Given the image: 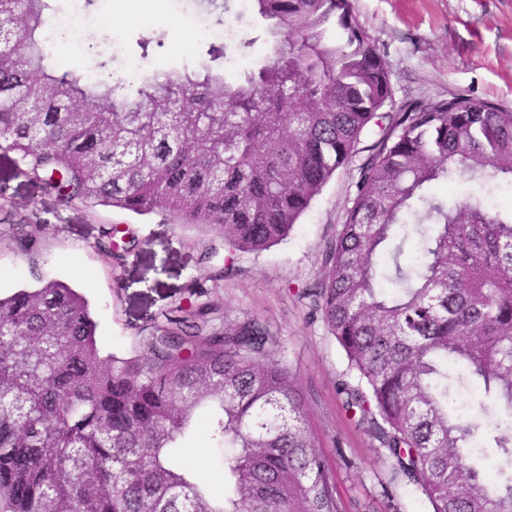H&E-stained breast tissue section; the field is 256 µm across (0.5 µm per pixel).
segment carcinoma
<instances>
[{"label":"carcinoma","mask_w":512,"mask_h":512,"mask_svg":"<svg viewBox=\"0 0 512 512\" xmlns=\"http://www.w3.org/2000/svg\"><path fill=\"white\" fill-rule=\"evenodd\" d=\"M264 59L81 81L46 65L48 0H0V155L43 194L205 226L224 249L285 239L379 137L306 290L358 384L341 383L433 512H512V210L440 184L512 183V109L466 97L386 112L389 73L352 0H251ZM42 227L5 224L30 251ZM118 227L96 248L116 259ZM200 305L103 359L84 296L59 280L0 296V500L5 512H339L323 445L277 340L218 331ZM467 390V412L453 389ZM231 493L174 463L198 418Z\"/></svg>","instance_id":"cac0c4a2"}]
</instances>
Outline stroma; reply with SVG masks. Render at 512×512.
Returning a JSON list of instances; mask_svg holds the SVG:
<instances>
[{"mask_svg":"<svg viewBox=\"0 0 512 512\" xmlns=\"http://www.w3.org/2000/svg\"><path fill=\"white\" fill-rule=\"evenodd\" d=\"M354 15L383 55L392 84L387 109L397 112L435 98L465 95L512 109V0H353ZM54 17L81 23L62 42H78L66 69L86 76L108 61L114 76L146 60L148 72L210 65V31L227 21L221 0H50ZM186 21L191 38L178 48L166 16ZM377 139L362 136L357 153L314 198L288 237L259 253L238 254L234 269L213 283L199 257L212 238L166 213L141 216L40 194L0 155V224L41 225L31 251L0 240V294L34 285L36 277L70 285L89 301L101 356L132 358L141 339L179 306L217 308L215 327L255 320L279 341L277 357L297 377L312 428L323 441L340 512H432L427 497L395 477L374 435L346 412L340 382L357 385L343 349L303 289L326 271L336 237L356 195L359 167ZM128 228L124 261L94 247L104 228ZM199 464L205 483L224 485V463L204 429L180 456Z\"/></svg>","mask_w":512,"mask_h":512,"instance_id":"35a3bbf8","label":"stroma"}]
</instances>
